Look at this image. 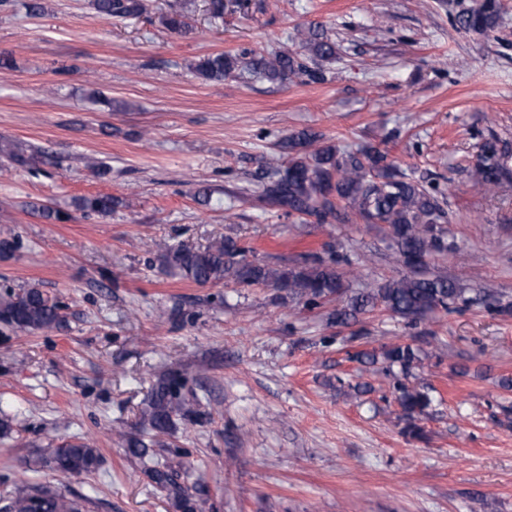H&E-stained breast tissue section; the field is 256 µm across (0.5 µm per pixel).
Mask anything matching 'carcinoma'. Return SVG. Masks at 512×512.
Returning a JSON list of instances; mask_svg holds the SVG:
<instances>
[{"label":"carcinoma","mask_w":512,"mask_h":512,"mask_svg":"<svg viewBox=\"0 0 512 512\" xmlns=\"http://www.w3.org/2000/svg\"><path fill=\"white\" fill-rule=\"evenodd\" d=\"M249 0H207V11L214 19L224 13L241 11ZM97 16L105 19L137 17L145 11L143 0H93ZM498 0H481L456 17L465 31L487 32L497 25ZM187 0H169L162 24L174 33L191 31L187 22ZM300 53L274 52L268 55L252 49L235 54L209 55L189 66L205 81H222L240 71L252 72L268 81L285 82L292 78L316 79L320 73L304 62L332 60L336 43L313 29L298 31ZM287 157L260 180V198L296 216L300 223L313 218L319 224L334 220L347 224L357 217L364 224L384 227L388 248L394 262L405 273L375 283L370 288L348 290L346 276L355 275L352 261L333 248L326 255L311 260L275 262L249 259L252 249L240 240L225 237L203 248L165 246L159 259L168 270L198 285L234 283L270 286L308 307L316 308L349 294L346 304L333 310L329 320L348 326L358 317L384 310L410 325L433 319L440 313L467 307L471 299L446 276L429 271L430 264L445 260L459 251L448 236V213L434 189L413 181L388 160L386 152L372 144L354 150H342L313 129L294 132L279 142ZM499 141L484 140L471 176L474 185L487 191L494 189L512 172L501 161ZM0 157L20 165L48 161L51 155L39 148L28 151L11 141H0ZM114 200L110 196H81L73 200L74 208L84 213L107 215ZM61 301L37 285H29L0 296V321L22 331L35 332L56 328L62 323ZM351 359L364 366H382L387 371L398 368L394 390L402 410L404 432L414 438L424 436L421 422L433 403L429 390L408 383L420 362V350L409 343H384L370 350H359ZM192 413L190 402L181 395L180 383L162 378L144 400L141 420L155 444L157 437L170 433L173 416ZM134 456L142 462L141 472L150 485L172 494L185 512H194V504L177 482L175 465L148 463L151 454L143 440L129 442ZM45 462L63 475H80L95 470L99 463L96 449L81 441L45 449ZM0 512H81L79 504L48 486L22 491Z\"/></svg>","instance_id":"obj_1"}]
</instances>
